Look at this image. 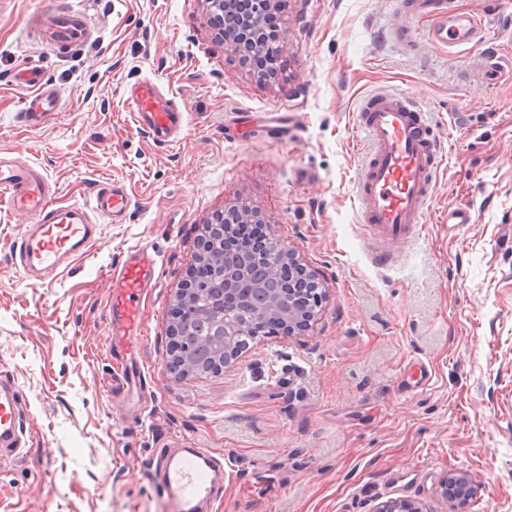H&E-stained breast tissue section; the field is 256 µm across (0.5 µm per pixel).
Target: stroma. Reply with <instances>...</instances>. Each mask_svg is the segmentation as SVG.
Masks as SVG:
<instances>
[{"label":"stroma","mask_w":512,"mask_h":512,"mask_svg":"<svg viewBox=\"0 0 512 512\" xmlns=\"http://www.w3.org/2000/svg\"><path fill=\"white\" fill-rule=\"evenodd\" d=\"M456 2L489 23L438 49L396 0H282L285 63L267 82L217 39L205 0H0V145L41 165L57 202L115 181L130 198L49 284L13 263L25 219L0 204V373L29 411L24 448L0 455V512H163L153 464L186 446L224 463L211 512H375L389 499L512 512V77L481 75L486 52L512 57V11ZM59 7L91 15L85 44L39 40L33 14ZM32 64L64 92L35 127L15 82ZM144 78L185 108L178 142L132 126L125 91ZM379 89L412 97L447 153L425 232L394 243L386 266L354 199L370 152L356 107ZM239 112H295L300 131L227 139ZM460 203L472 223H449ZM236 204L317 278L322 301L303 334L257 337L218 371L182 376L168 365L177 291L206 225ZM139 245L159 281L136 393L112 386L102 272ZM415 363L426 385L407 378ZM457 470L472 480L465 503L441 494Z\"/></svg>","instance_id":"obj_1"}]
</instances>
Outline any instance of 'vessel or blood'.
Wrapping results in <instances>:
<instances>
[{
    "mask_svg": "<svg viewBox=\"0 0 512 512\" xmlns=\"http://www.w3.org/2000/svg\"><path fill=\"white\" fill-rule=\"evenodd\" d=\"M403 8L413 16H429L427 38L437 47L470 44L483 27L479 15L457 11L453 0H405ZM90 29L87 13L70 8L48 15L43 23L47 43L58 50L82 44ZM19 81L34 89L24 100L26 122L40 124L57 111L63 97L60 88L42 82L32 70L23 71ZM126 103L135 125L156 142L175 141L186 123L184 111L162 97L152 81L133 84ZM359 110V129L371 144V154L356 182L361 221L381 241L408 239L426 222L444 151L421 108L406 94L374 92L362 100ZM299 123L296 115L277 116L265 125L264 132L284 140L298 131ZM129 202L124 185L115 182L87 202L59 204L44 170L13 152L0 151V203L28 219L14 242V257L29 278L49 282L69 272L98 240L97 217L119 222ZM108 279L111 293L106 321L112 338L146 336L143 301L158 279L153 252L145 246L128 249ZM23 403L14 381L1 375L0 453L23 446ZM221 467V461L202 448L161 453L155 469L168 512H202L203 504L219 493Z\"/></svg>",
    "mask_w": 512,
    "mask_h": 512,
    "instance_id": "b4317fda",
    "label": "vessel or blood"
}]
</instances>
